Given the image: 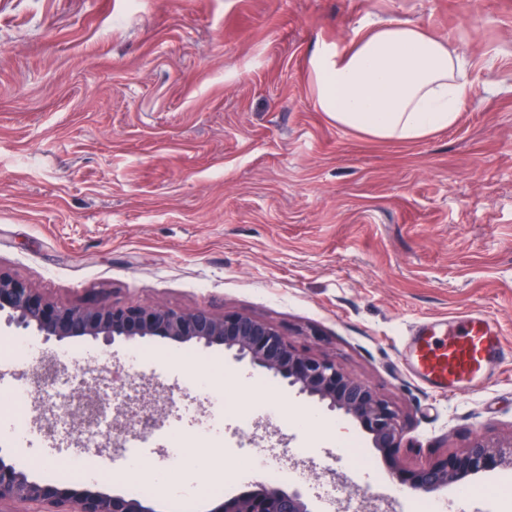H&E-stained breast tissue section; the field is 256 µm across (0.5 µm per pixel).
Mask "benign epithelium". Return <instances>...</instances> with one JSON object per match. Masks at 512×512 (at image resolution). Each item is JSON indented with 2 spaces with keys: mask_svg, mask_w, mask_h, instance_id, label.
Here are the masks:
<instances>
[{
  "mask_svg": "<svg viewBox=\"0 0 512 512\" xmlns=\"http://www.w3.org/2000/svg\"><path fill=\"white\" fill-rule=\"evenodd\" d=\"M24 329L33 328L45 340L92 337L111 342L117 337L140 341L159 337L175 343L222 347L237 361L271 372L298 393L338 411L371 436L373 447L397 464L403 439L398 411L364 381L350 376L334 361L296 349L269 322L244 313L218 314L208 307L183 311L158 304L67 306L45 301L32 288L0 273V313ZM75 429L95 424L99 397L78 387ZM140 431L155 423L153 410L142 404L132 414ZM512 469V439L494 442L475 438L461 452L434 459L404 475L401 482L416 493H432L480 473ZM14 502L36 503L41 512H152L140 499L107 495L84 483L59 486L32 479L20 462L0 453V512ZM216 512H312L297 489L261 484L255 490L224 500Z\"/></svg>",
  "mask_w": 512,
  "mask_h": 512,
  "instance_id": "benign-epithelium-1",
  "label": "benign epithelium"
}]
</instances>
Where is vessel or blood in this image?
Instances as JSON below:
<instances>
[{
	"label": "vessel or blood",
	"instance_id": "1",
	"mask_svg": "<svg viewBox=\"0 0 512 512\" xmlns=\"http://www.w3.org/2000/svg\"><path fill=\"white\" fill-rule=\"evenodd\" d=\"M461 323V332L441 336L435 325L425 322L411 338L408 366L434 390L453 393L475 385L506 358L494 321L472 314L462 318Z\"/></svg>",
	"mask_w": 512,
	"mask_h": 512
}]
</instances>
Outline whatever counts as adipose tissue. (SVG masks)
<instances>
[{"mask_svg": "<svg viewBox=\"0 0 512 512\" xmlns=\"http://www.w3.org/2000/svg\"><path fill=\"white\" fill-rule=\"evenodd\" d=\"M319 111L374 141L415 142L454 126L473 82L446 40L416 23L373 21L307 66Z\"/></svg>", "mask_w": 512, "mask_h": 512, "instance_id": "adipose-tissue-1", "label": "adipose tissue"}]
</instances>
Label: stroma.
Here are the masks:
<instances>
[{
	"label": "stroma",
	"instance_id": "1",
	"mask_svg": "<svg viewBox=\"0 0 512 512\" xmlns=\"http://www.w3.org/2000/svg\"><path fill=\"white\" fill-rule=\"evenodd\" d=\"M490 18L472 25L473 11ZM424 25L464 57L475 94L457 124L412 143L336 127L310 91L315 46L343 49L362 23ZM0 273L71 306L157 302L245 313L297 349L335 360L404 419L400 467L512 438V362L438 393L408 369L421 323L482 313L512 347V0H0ZM24 340L73 373L103 365L105 393L157 398L160 422L210 405L186 386L219 368L224 397L262 402L251 436L276 443L314 512L340 487L395 500L370 437L222 348L166 339L43 341L0 316V347ZM35 358H0V451L33 479L71 484L72 438L47 436L35 399L11 434L5 387L37 383ZM319 412L322 425L291 421ZM262 471L196 477L193 512L254 489Z\"/></svg>",
	"mask_w": 512,
	"mask_h": 512
}]
</instances>
